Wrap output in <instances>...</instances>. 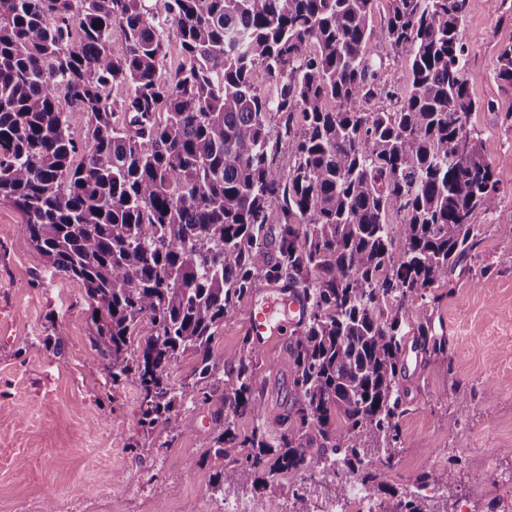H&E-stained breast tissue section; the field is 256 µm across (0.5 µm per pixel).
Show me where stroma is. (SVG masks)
Here are the masks:
<instances>
[{"label":"stroma","mask_w":512,"mask_h":512,"mask_svg":"<svg viewBox=\"0 0 512 512\" xmlns=\"http://www.w3.org/2000/svg\"><path fill=\"white\" fill-rule=\"evenodd\" d=\"M462 30L478 103L468 127L500 198L496 211L477 217L481 242L449 284L427 288L438 303L407 315L448 337L452 359L409 364L402 445L382 480L455 469L446 497L421 494L428 512H487L512 483V90L496 77L512 44V0H468ZM91 314L82 282L56 272L29 243L20 213L0 200V512H211L227 496L213 486L224 461L207 451L224 415L220 401H183L181 434L154 447L139 424L138 383L113 382L91 345ZM49 337L62 341V354L45 347ZM285 346L277 341L258 358L271 420L292 397ZM460 389L478 393L462 414ZM453 416L459 424L447 428ZM135 443L148 453H133Z\"/></svg>","instance_id":"35a3bbf8"}]
</instances>
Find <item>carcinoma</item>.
I'll list each match as a JSON object with an SVG mask.
<instances>
[{"instance_id": "cac0c4a2", "label": "carcinoma", "mask_w": 512, "mask_h": 512, "mask_svg": "<svg viewBox=\"0 0 512 512\" xmlns=\"http://www.w3.org/2000/svg\"><path fill=\"white\" fill-rule=\"evenodd\" d=\"M385 2L377 30L379 0H164L162 21L145 0H0V200L97 303L92 345L112 382L137 379L144 433L180 431L177 399L219 397V489L342 469L383 494L377 512H424L415 490L454 482L451 469L411 472L400 488L379 477L401 445L407 336L424 360L450 356L427 324L407 332L406 315L477 248L474 218L497 209L500 188L467 128V0ZM172 39L184 61L162 83ZM392 53L406 56L409 91L373 109L393 96L378 63ZM259 67L276 97L255 84ZM497 78L512 88V45ZM279 282L306 316L287 346L294 398L271 421L249 334L226 356L212 343L241 301ZM187 352L196 366L177 387L170 366Z\"/></svg>"}]
</instances>
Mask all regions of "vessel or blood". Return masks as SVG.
I'll use <instances>...</instances> for the list:
<instances>
[{"instance_id":"1","label":"vessel or blood","mask_w":512,"mask_h":512,"mask_svg":"<svg viewBox=\"0 0 512 512\" xmlns=\"http://www.w3.org/2000/svg\"><path fill=\"white\" fill-rule=\"evenodd\" d=\"M304 316V305L279 285L262 287L253 302L247 330L258 346L288 336Z\"/></svg>"}]
</instances>
